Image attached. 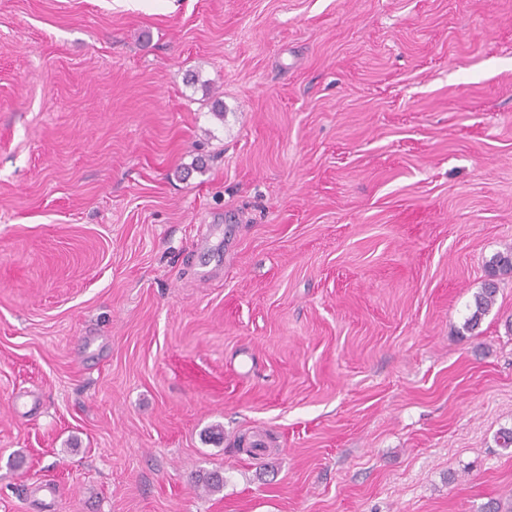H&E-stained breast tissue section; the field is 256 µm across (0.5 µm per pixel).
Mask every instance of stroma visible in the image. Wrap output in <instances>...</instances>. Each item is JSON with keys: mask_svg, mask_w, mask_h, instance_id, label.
<instances>
[{"mask_svg": "<svg viewBox=\"0 0 512 512\" xmlns=\"http://www.w3.org/2000/svg\"><path fill=\"white\" fill-rule=\"evenodd\" d=\"M509 249L512 0H0V512H512ZM497 295V287L494 283H487L475 296V310L471 317L468 319V326L473 328L476 326L481 318L488 310L495 304Z\"/></svg>", "mask_w": 512, "mask_h": 512, "instance_id": "obj_1", "label": "stroma"}]
</instances>
